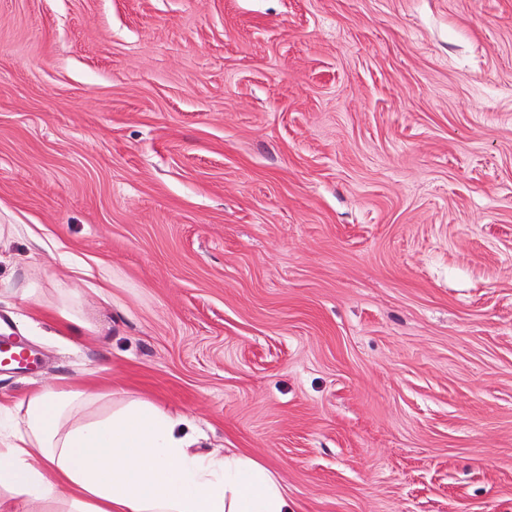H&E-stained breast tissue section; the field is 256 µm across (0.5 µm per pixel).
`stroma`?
Segmentation results:
<instances>
[{"mask_svg":"<svg viewBox=\"0 0 512 512\" xmlns=\"http://www.w3.org/2000/svg\"><path fill=\"white\" fill-rule=\"evenodd\" d=\"M0 224V402L149 399L290 512H512V0H0ZM3 333L0 321V366L30 368L37 364L33 352L21 336L14 331L11 323L3 320Z\"/></svg>","mask_w":512,"mask_h":512,"instance_id":"1","label":"stroma"}]
</instances>
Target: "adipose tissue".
Listing matches in <instances>:
<instances>
[{"label":"adipose tissue","mask_w":512,"mask_h":512,"mask_svg":"<svg viewBox=\"0 0 512 512\" xmlns=\"http://www.w3.org/2000/svg\"><path fill=\"white\" fill-rule=\"evenodd\" d=\"M99 398L63 383L0 404V512H288L286 488L259 461L190 453L183 416L140 398L91 413Z\"/></svg>","instance_id":"ef3b65f1"}]
</instances>
